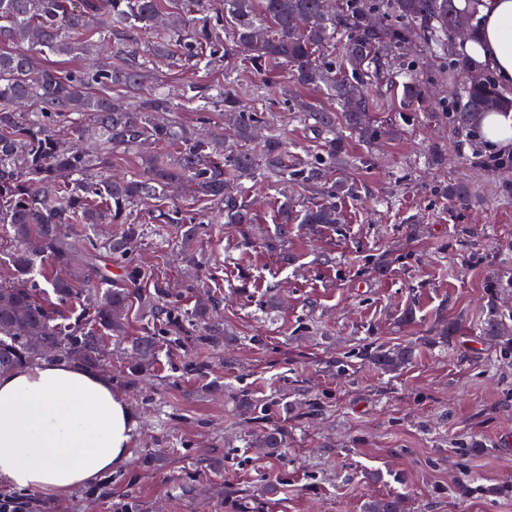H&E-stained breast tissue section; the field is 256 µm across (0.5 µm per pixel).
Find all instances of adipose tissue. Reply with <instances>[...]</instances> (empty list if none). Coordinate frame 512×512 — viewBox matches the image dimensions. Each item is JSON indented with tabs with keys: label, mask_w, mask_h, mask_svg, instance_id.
I'll return each instance as SVG.
<instances>
[{
	"label": "adipose tissue",
	"mask_w": 512,
	"mask_h": 512,
	"mask_svg": "<svg viewBox=\"0 0 512 512\" xmlns=\"http://www.w3.org/2000/svg\"><path fill=\"white\" fill-rule=\"evenodd\" d=\"M473 67L512 83V0H479ZM135 416L111 379L67 360L0 374V480L63 498L94 485L132 453Z\"/></svg>",
	"instance_id": "ef3b65f1"
}]
</instances>
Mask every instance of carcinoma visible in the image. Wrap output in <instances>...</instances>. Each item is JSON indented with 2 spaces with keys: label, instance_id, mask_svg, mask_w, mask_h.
<instances>
[{
  "label": "carcinoma",
  "instance_id": "1",
  "mask_svg": "<svg viewBox=\"0 0 512 512\" xmlns=\"http://www.w3.org/2000/svg\"><path fill=\"white\" fill-rule=\"evenodd\" d=\"M386 8L414 24L436 51L448 49L453 23L463 17L456 0H386ZM164 13L171 15L170 26L155 30L152 42L139 47L138 33L154 27ZM302 14L309 22L298 28L294 18ZM338 31L345 34L340 68L328 53ZM402 40L394 28L371 26L356 0H346L338 12L329 10L326 0H0V238L13 243L5 257L13 281L0 284V372L51 356L98 366V338L123 331L135 304L151 326L131 342L133 377L154 366L161 336L220 343L224 327L210 320L206 306L182 308V292L159 281L152 292L129 287L145 277L133 249L143 238V225L177 228L180 253L193 264L199 240L218 214L237 225L241 246L262 243L289 263L285 244L292 234L338 223L336 199L354 188L330 178L329 171L345 158L348 138L378 137L368 121L366 86L384 69L382 48ZM229 45L247 52L257 75L283 64L297 83L323 89L340 107L341 125L336 113L305 106L301 116L313 121L321 137L319 150L306 162L295 160L265 113L241 103L229 76L223 86L186 81L167 93L144 87L168 58L209 71ZM51 57L71 65L44 64ZM399 86L405 111L425 96L412 80ZM117 88L138 95L135 104L116 94ZM186 108L200 125L223 110L240 146L228 150L224 140L179 122ZM508 109L512 99L493 81L480 80L448 110V121L469 129L481 115ZM148 141L170 152L142 156L138 170L112 176V156ZM258 179L282 194L274 229L261 242L243 185ZM184 185L193 187L197 207L179 203ZM292 186L310 193V201L288 197ZM444 194L457 208L469 204L463 183ZM97 224L119 228L96 238L91 228ZM42 280L52 291L41 287ZM508 332L495 308L479 328L505 353L512 352ZM412 356L410 346L377 347L366 354L385 372L400 369ZM255 445L273 455L286 447L285 432L266 427ZM364 512H404L403 498L372 500Z\"/></svg>",
  "mask_w": 512,
  "mask_h": 512
}]
</instances>
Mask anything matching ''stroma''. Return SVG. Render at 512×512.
<instances>
[{
    "label": "stroma",
    "mask_w": 512,
    "mask_h": 512,
    "mask_svg": "<svg viewBox=\"0 0 512 512\" xmlns=\"http://www.w3.org/2000/svg\"><path fill=\"white\" fill-rule=\"evenodd\" d=\"M391 25L406 44L389 49L390 63L428 96L411 119L392 87L369 85L385 131L370 144L349 139L354 163L339 175L355 192L337 199L339 223L292 236L288 265L262 247L242 254L231 226L210 225L200 283L181 304L214 300L230 346L164 336L150 379H129L125 347L146 325L131 311L102 366L137 420L131 457L63 499L2 482L0 497L20 512H363L397 494L405 512H512V353L476 334L489 307L512 319V151L485 166L483 136L448 121L474 75L463 39L438 55L412 24ZM243 58L232 49L205 75L170 61L156 82L233 72L244 104L269 112L307 160L315 135L279 93L287 67L261 77ZM457 182L469 208L449 206L443 190ZM384 254L388 272L373 273ZM138 264L144 287L183 281L174 231L147 229ZM409 307L415 323L399 325ZM445 320L459 330L442 342ZM378 345L416 355L388 374L363 356ZM270 424L287 446L266 458L250 442Z\"/></svg>",
    "instance_id": "35a3bbf8"
}]
</instances>
